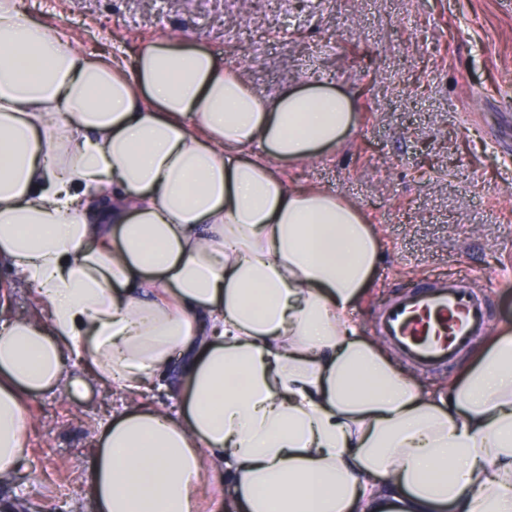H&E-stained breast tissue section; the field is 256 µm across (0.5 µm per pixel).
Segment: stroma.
<instances>
[{"label": "stroma", "instance_id": "1", "mask_svg": "<svg viewBox=\"0 0 512 512\" xmlns=\"http://www.w3.org/2000/svg\"><path fill=\"white\" fill-rule=\"evenodd\" d=\"M86 53L128 56L179 35L238 64L268 97L323 83L351 96L354 130L335 148L284 165L287 184L356 203L379 242V261L356 314L393 367L439 392L459 380L492 332L512 326V0H22ZM246 23L264 35L244 61L226 32ZM468 277L491 300L490 332L448 369L421 370L379 336L380 307L414 279ZM120 393L66 391L28 399V457L0 482V512H95L87 474Z\"/></svg>", "mask_w": 512, "mask_h": 512}]
</instances>
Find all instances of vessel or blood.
Here are the masks:
<instances>
[{
	"instance_id": "1",
	"label": "vessel or blood",
	"mask_w": 512,
	"mask_h": 512,
	"mask_svg": "<svg viewBox=\"0 0 512 512\" xmlns=\"http://www.w3.org/2000/svg\"><path fill=\"white\" fill-rule=\"evenodd\" d=\"M489 298L462 276L402 291L377 316L379 333L418 368H444L488 330Z\"/></svg>"
}]
</instances>
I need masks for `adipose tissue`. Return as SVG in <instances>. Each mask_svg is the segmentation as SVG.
Masks as SVG:
<instances>
[{"mask_svg":"<svg viewBox=\"0 0 512 512\" xmlns=\"http://www.w3.org/2000/svg\"><path fill=\"white\" fill-rule=\"evenodd\" d=\"M350 97H267L180 36L91 58L0 0V262L45 320L0 322V481L29 397L138 393L102 428L98 512H197L205 469L245 512H512V328L447 392L392 367L354 306L378 262L359 207L286 184Z\"/></svg>","mask_w":512,"mask_h":512,"instance_id":"obj_1","label":"adipose tissue"}]
</instances>
